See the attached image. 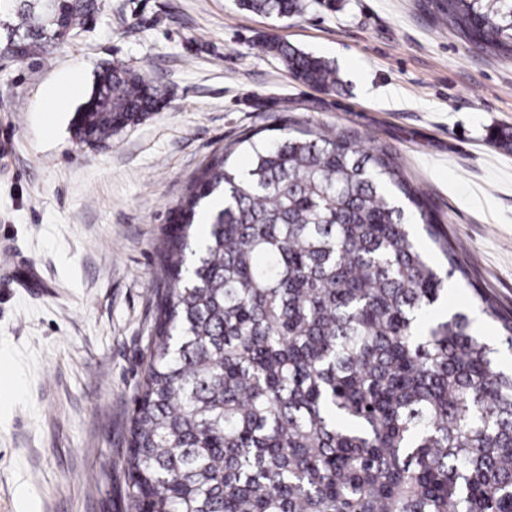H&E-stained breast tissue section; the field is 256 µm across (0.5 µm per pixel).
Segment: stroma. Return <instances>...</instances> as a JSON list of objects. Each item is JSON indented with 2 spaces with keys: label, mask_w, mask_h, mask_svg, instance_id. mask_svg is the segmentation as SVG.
Masks as SVG:
<instances>
[{
  "label": "stroma",
  "mask_w": 512,
  "mask_h": 512,
  "mask_svg": "<svg viewBox=\"0 0 512 512\" xmlns=\"http://www.w3.org/2000/svg\"><path fill=\"white\" fill-rule=\"evenodd\" d=\"M304 3L277 21L237 0H99L77 37L0 57V512H127L157 245L197 170L251 130L342 127L390 148L512 313V150L489 141L512 132V59L475 51L431 0ZM268 39L329 61L341 86L301 84ZM112 66L165 104L81 144L72 118ZM70 79L65 107L47 111Z\"/></svg>",
  "instance_id": "1"
}]
</instances>
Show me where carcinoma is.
Here are the masks:
<instances>
[{
	"label": "carcinoma",
	"instance_id": "cac0c4a2",
	"mask_svg": "<svg viewBox=\"0 0 512 512\" xmlns=\"http://www.w3.org/2000/svg\"><path fill=\"white\" fill-rule=\"evenodd\" d=\"M435 4L475 49L512 58V0ZM98 9L0 0V29L27 57ZM262 46L306 85L338 83L312 53ZM161 102L141 75L105 68L74 135L100 143ZM277 131L214 154L161 243L124 460L131 512H512V368L473 327L498 323L512 351V318L470 280L393 151L346 128ZM450 280L472 291L452 313L436 308Z\"/></svg>",
	"mask_w": 512,
	"mask_h": 512
}]
</instances>
